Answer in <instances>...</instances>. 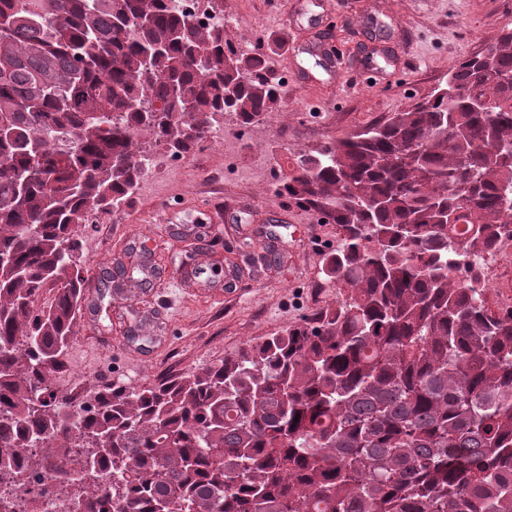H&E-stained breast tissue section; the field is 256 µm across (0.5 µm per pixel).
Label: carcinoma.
<instances>
[{"label":"carcinoma","mask_w":512,"mask_h":512,"mask_svg":"<svg viewBox=\"0 0 512 512\" xmlns=\"http://www.w3.org/2000/svg\"><path fill=\"white\" fill-rule=\"evenodd\" d=\"M508 75L504 29L455 94L282 176L343 231L336 306L202 371L60 393L90 279L72 225L133 196L144 139L181 157L285 90L176 0H0V512H512V314L479 275L512 236Z\"/></svg>","instance_id":"1"}]
</instances>
